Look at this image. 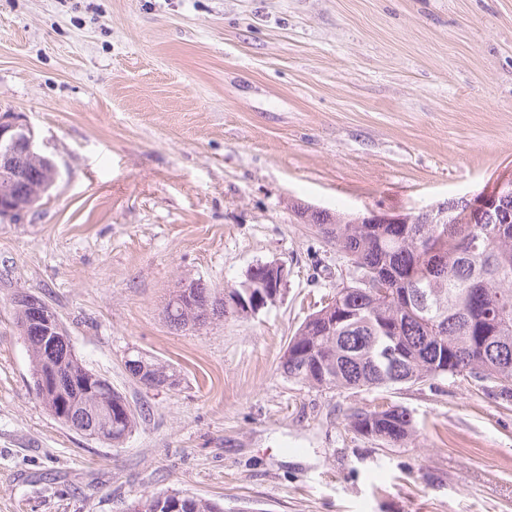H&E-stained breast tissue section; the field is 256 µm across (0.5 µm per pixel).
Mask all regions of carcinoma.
<instances>
[{
    "mask_svg": "<svg viewBox=\"0 0 512 512\" xmlns=\"http://www.w3.org/2000/svg\"><path fill=\"white\" fill-rule=\"evenodd\" d=\"M461 201L448 202L444 224H355L353 218L309 207L301 217L346 259L349 278L311 313L280 357L281 373L311 387L388 388L430 379H493L512 396V188L492 210L489 224H460ZM385 281L391 294L379 293ZM237 288L218 290L188 282L169 295L165 319L176 330L227 317ZM427 299L428 311L409 303ZM33 390L36 373L57 371L62 387L95 375L72 355L71 337L54 345L28 337ZM147 366L128 367L146 386L172 378L176 369L144 354ZM112 398V445L137 429L139 414L117 390ZM356 432L399 447L413 433L402 408L358 409L349 415ZM224 512V505L183 491L144 492L127 512Z\"/></svg>",
    "mask_w": 512,
    "mask_h": 512,
    "instance_id": "carcinoma-1",
    "label": "carcinoma"
}]
</instances>
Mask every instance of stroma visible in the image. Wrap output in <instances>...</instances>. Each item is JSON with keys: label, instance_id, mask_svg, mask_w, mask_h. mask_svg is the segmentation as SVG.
<instances>
[{"label": "stroma", "instance_id": "obj_1", "mask_svg": "<svg viewBox=\"0 0 512 512\" xmlns=\"http://www.w3.org/2000/svg\"><path fill=\"white\" fill-rule=\"evenodd\" d=\"M1 112L59 176L0 223V512H123L167 489L226 512H512L495 382L321 390L279 369L348 276L300 207L416 213L512 168V0H0ZM258 263L286 269L274 305L166 322L180 281ZM21 292L140 411L122 445L36 397ZM134 348L180 385L132 380ZM391 406L414 420L400 447L349 423Z\"/></svg>", "mask_w": 512, "mask_h": 512}]
</instances>
